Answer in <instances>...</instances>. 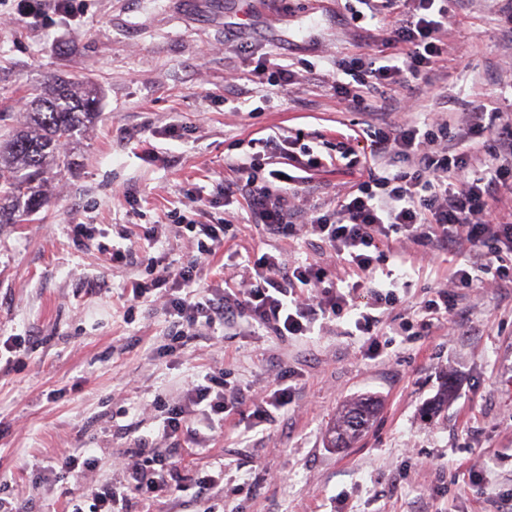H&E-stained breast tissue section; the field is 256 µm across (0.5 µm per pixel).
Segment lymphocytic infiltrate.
I'll return each instance as SVG.
<instances>
[{
    "label": "lymphocytic infiltrate",
    "mask_w": 512,
    "mask_h": 512,
    "mask_svg": "<svg viewBox=\"0 0 512 512\" xmlns=\"http://www.w3.org/2000/svg\"><path fill=\"white\" fill-rule=\"evenodd\" d=\"M345 8L355 21L370 13L392 17L393 22L384 52L341 63L344 78L335 84L337 95L359 112L412 101L414 80L438 70L446 59L439 34L448 26V0H347ZM491 129L497 133L496 164L479 177L462 179L479 138ZM448 130V120L439 116L420 125L369 124L355 129L338 148L359 179L338 195L329 213L316 207L299 213L290 204L302 182L301 172L322 165L305 143L299 146L298 175L268 168L267 150L273 141L258 138L255 152L240 163L238 178L225 181V200L244 199L251 217L270 236L312 235L319 248L344 260L355 277L350 292L330 285L318 262L291 266L268 253L254 260L249 287L198 288L205 262L223 249L229 227L198 224L180 215L176 222L190 233L192 254L173 272L150 264L147 276L131 283L132 302L155 295L165 298L170 319L167 347L173 350L185 337L208 339L241 323L281 340L309 336L318 321L353 310L354 293L363 288L370 299L365 310L357 311L354 325L371 337L379 323L375 309L399 302L395 290L383 289L376 279L378 256L396 237L449 254L448 280L455 287H472L477 273L483 272L511 288L512 220L490 218L488 203L498 199L502 181L512 176V124L501 122L499 113H489L487 121L474 123L466 142L454 148L448 145ZM383 158L402 160L404 166L376 174L373 164ZM244 401L241 390L226 386L223 377L204 375L188 386L180 402L167 407L162 432L178 436L199 416L207 418L210 430L223 429L226 413ZM132 455L127 489L148 502L157 493L173 496L190 487L202 495L218 480L217 475L204 474L185 481L175 460L157 455L142 438L135 440ZM127 489L107 481L82 488L71 493L68 507L70 512H124Z\"/></svg>",
    "instance_id": "1"
}]
</instances>
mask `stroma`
<instances>
[{
    "label": "stroma",
    "instance_id": "obj_1",
    "mask_svg": "<svg viewBox=\"0 0 512 512\" xmlns=\"http://www.w3.org/2000/svg\"><path fill=\"white\" fill-rule=\"evenodd\" d=\"M345 0H93L87 14L15 17L0 25V134L51 75L88 78L101 92L92 130L77 135L76 165L51 179L45 206L25 224H0V336H34L24 353L0 360V481L25 512H65L69 483L46 462L67 448H92L97 464L81 482L120 484L126 430L173 453L183 475L223 467L208 495L163 498L151 512H512V288L492 277L455 289L462 326L446 322L416 336L426 287H447L442 256L410 242L376 276L410 254L399 304L379 309V344L359 336L353 316L324 321L314 335L278 340L240 326L215 339L165 347L163 300L129 305L127 287L149 258L179 265L190 254L173 212L202 224L231 220L236 238L208 265L217 285L246 258L269 252L289 263L318 259L333 282L346 265L315 242L269 237L242 204L218 188L227 159L250 139L309 134L325 141L324 165L306 185L328 203L352 183L336 150L352 124L400 125L446 114L467 131L478 107L512 122V38L500 36L502 0H459L442 39L450 61L415 106L349 112L331 84L337 60L382 47L386 21L353 24ZM291 72L287 89L263 98L245 80L264 59ZM94 241L73 243L76 225ZM156 239H147L149 230ZM130 236L136 258L112 263L102 246ZM223 375L244 391L222 430L204 446L162 436L156 396L182 399L188 383ZM279 374L293 389L276 420L250 430L252 397ZM456 394L430 413L443 383ZM377 395L382 407L351 447H328L325 430L349 398Z\"/></svg>",
    "mask_w": 512,
    "mask_h": 512
}]
</instances>
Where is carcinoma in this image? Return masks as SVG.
I'll list each match as a JSON object with an SVG mask.
<instances>
[{
  "label": "carcinoma",
  "mask_w": 512,
  "mask_h": 512,
  "mask_svg": "<svg viewBox=\"0 0 512 512\" xmlns=\"http://www.w3.org/2000/svg\"><path fill=\"white\" fill-rule=\"evenodd\" d=\"M99 113V91L87 81L48 78L25 112V120L0 141V224H21L46 202L43 187L74 165L67 149ZM378 410L372 398L348 401L328 430L335 448H348Z\"/></svg>",
  "instance_id": "cac0c4a2"
}]
</instances>
